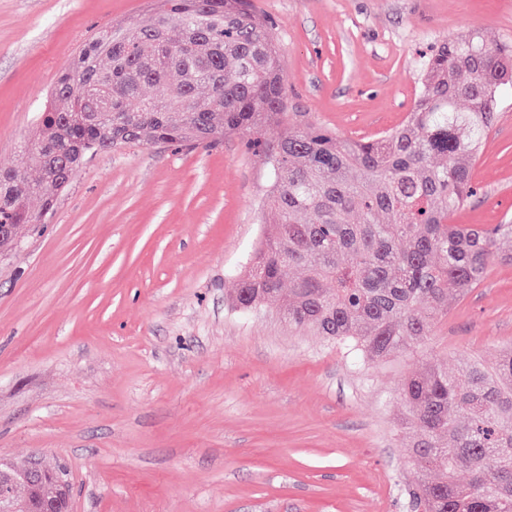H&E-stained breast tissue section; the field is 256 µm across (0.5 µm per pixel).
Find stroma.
<instances>
[{"label": "stroma", "instance_id": "stroma-1", "mask_svg": "<svg viewBox=\"0 0 512 512\" xmlns=\"http://www.w3.org/2000/svg\"><path fill=\"white\" fill-rule=\"evenodd\" d=\"M157 0H0V168L60 70ZM283 49L288 109L355 139L400 124L419 55L473 31L512 41V0H252ZM460 224L512 221V98ZM262 155L129 145L89 157L46 224L0 254V462L63 466L71 512H410L394 398L512 343V265L450 305L418 352L362 367L232 294L262 229Z\"/></svg>", "mask_w": 512, "mask_h": 512}]
</instances>
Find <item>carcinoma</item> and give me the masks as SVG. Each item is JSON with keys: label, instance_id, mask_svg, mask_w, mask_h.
I'll return each mask as SVG.
<instances>
[{"label": "carcinoma", "instance_id": "cac0c4a2", "mask_svg": "<svg viewBox=\"0 0 512 512\" xmlns=\"http://www.w3.org/2000/svg\"><path fill=\"white\" fill-rule=\"evenodd\" d=\"M160 2L147 20L99 30L58 76L18 164L0 169L20 196L0 203V221L46 223L50 191L94 153L238 135L264 155L270 189L234 304L315 329L353 364L421 349L450 301L512 263L500 248L512 224L451 223L512 90V44L474 32L431 47L405 120L353 140L288 111L278 38L248 0ZM271 124L284 132L265 141ZM292 267L301 274L286 287ZM398 398L412 465L432 476L412 487V508L512 512V347L452 372L432 362Z\"/></svg>", "mask_w": 512, "mask_h": 512}]
</instances>
